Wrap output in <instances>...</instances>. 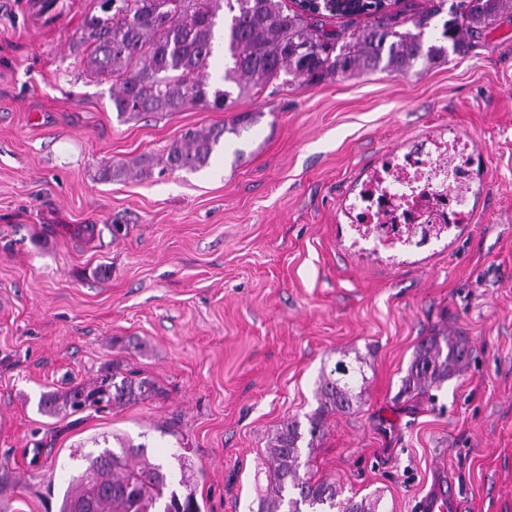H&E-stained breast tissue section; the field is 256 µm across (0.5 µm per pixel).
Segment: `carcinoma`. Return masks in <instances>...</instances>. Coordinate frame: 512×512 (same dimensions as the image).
I'll return each mask as SVG.
<instances>
[{
	"label": "carcinoma",
	"instance_id": "1",
	"mask_svg": "<svg viewBox=\"0 0 512 512\" xmlns=\"http://www.w3.org/2000/svg\"><path fill=\"white\" fill-rule=\"evenodd\" d=\"M512 0H456L448 10L439 36L425 39L439 11L417 15L413 29L400 31L384 20L388 8L378 0H350L338 16L376 15L377 24L348 34L309 22L324 16L317 7L284 5V0H117L110 12L91 17L79 41L88 45L87 65L98 76L112 80V110L133 119L144 113L166 116L189 106L222 109L232 103V92L211 88L207 69L215 53L217 36L224 40L228 62L223 80L235 85L238 96L263 90L277 82H319L337 74L386 70L404 74L416 63L431 66L461 50L466 38L492 28L504 6ZM253 120L246 113L233 127L189 129L165 149V167L171 171H198L224 143L225 133ZM468 356L460 337L424 338L410 363L402 386L408 395L422 394L448 379ZM355 370L343 361L322 375L320 405L309 417L307 448L331 412H348L355 399ZM152 382L105 376L89 385L43 397V412L134 404L151 396ZM114 440L117 447L109 446ZM301 423L284 424L268 451L272 467L271 496L263 512H376V503L339 499L336 483L312 481L300 474ZM95 449L75 448L70 456L80 472L69 478L58 512H199L193 493L185 495L173 484L189 490L191 471L180 473L154 463L146 445H133L124 437L93 439Z\"/></svg>",
	"mask_w": 512,
	"mask_h": 512
}]
</instances>
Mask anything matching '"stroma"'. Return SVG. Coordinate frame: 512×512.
<instances>
[{"mask_svg":"<svg viewBox=\"0 0 512 512\" xmlns=\"http://www.w3.org/2000/svg\"><path fill=\"white\" fill-rule=\"evenodd\" d=\"M97 0H0V512H57L71 448L119 434L193 472L201 512H261L267 448L360 368L301 472L378 512L433 480L461 512H512V12L406 74L295 82L234 108L120 120L78 42ZM256 122L198 171L164 170L189 129ZM470 145L467 223L429 250L355 246L349 204L418 139ZM154 171L103 180L110 163ZM464 337V367L402 395L420 341ZM117 371L136 404L49 416L43 394ZM337 375V377H336ZM355 370L344 361L335 363L329 374H323L318 390L320 405L309 417L308 433L310 439L307 448L313 450L314 439L320 434L324 425V416L331 412H348L353 408L355 399Z\"/></svg>","mask_w":512,"mask_h":512,"instance_id":"stroma-1","label":"stroma"}]
</instances>
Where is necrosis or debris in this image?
I'll list each match as a JSON object with an SVG mask.
<instances>
[{"label":"necrosis or debris","instance_id":"necrosis-or-debris-1","mask_svg":"<svg viewBox=\"0 0 512 512\" xmlns=\"http://www.w3.org/2000/svg\"><path fill=\"white\" fill-rule=\"evenodd\" d=\"M464 142L421 140L411 151L394 154L384 166L394 179L367 184L354 202L357 238L393 251H419L465 223L467 200L448 192L468 172Z\"/></svg>","mask_w":512,"mask_h":512}]
</instances>
